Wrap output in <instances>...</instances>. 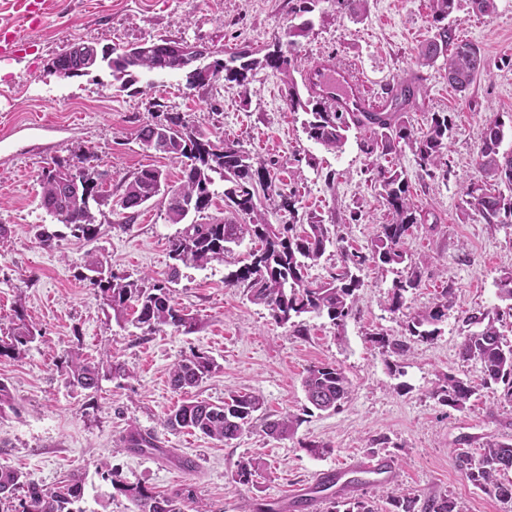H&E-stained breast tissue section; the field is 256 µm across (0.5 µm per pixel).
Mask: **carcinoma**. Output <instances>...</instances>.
<instances>
[{
  "instance_id": "carcinoma-1",
  "label": "carcinoma",
  "mask_w": 512,
  "mask_h": 512,
  "mask_svg": "<svg viewBox=\"0 0 512 512\" xmlns=\"http://www.w3.org/2000/svg\"><path fill=\"white\" fill-rule=\"evenodd\" d=\"M296 16L302 22L288 28V52L276 45L272 49L243 50L226 59H215L196 67L186 75L190 89L224 79L227 87H244L249 77L263 69L281 75L286 90L285 100L291 112L308 115L304 130L308 138L325 149L339 152L351 129L365 132L361 143L370 161V181L385 201L390 220L379 225L369 252L343 250L342 267L331 280L321 283L308 281V267L323 256L333 242L331 225L313 216L302 230L294 224H271L261 206L259 194H277L280 207L292 214L297 211V194L276 192L269 166L253 158L232 142L213 141L189 130L180 113L168 112L163 118L143 127L138 140L145 151L164 154L182 163V177L176 186L167 183L163 172L146 168L121 182L119 207L138 211L143 205L158 200L165 206L170 223L184 228L168 240V265L162 279L148 276L137 280L119 274L112 264L91 252L86 253L81 278L99 289L104 303L112 310L116 322L125 319L129 308L135 309L136 327L149 332L170 329L178 334H192L199 329L198 319L175 302L171 285L180 277L183 267L202 266L224 258L230 246L248 236L258 243L249 253V261L230 272L225 284L241 288L256 304L267 308L280 325H290L296 336L303 335L304 326L294 321L303 314L327 316L341 331L352 315L354 296L361 282L354 270L369 262L385 265H405L406 275L388 294L392 312L405 308V293L420 287L419 262L408 254L406 242L413 228L425 223L426 216L415 206L406 174L384 161L410 150L420 170L430 178L448 173L447 153L453 137V121L446 112H433L427 118V129L418 131L396 112L398 106L416 96V88L402 86L390 100L393 109L383 112H339L323 99L306 89L302 97L296 75H304L302 59L295 53L297 38L307 35L312 22L304 15L314 11L316 0H296ZM436 34L416 48V60L432 67L439 58L445 59L448 85L459 92L467 90L477 76L486 70L481 48L472 41L455 38L447 24L451 16L467 10L476 16H490L496 11V0H429ZM172 40L161 38L133 44L122 52L101 50L92 65L82 64L72 52H63L52 60V67L68 69L72 76L81 77L92 71L108 68L121 85L132 84L137 74L154 71L181 70L180 56L171 46ZM505 123L495 114L486 120L476 171L469 179L463 196L470 210L487 224H512V152H502ZM224 181V202L237 217L245 220L200 223L196 217L209 209L214 184L213 175ZM106 171L89 165L85 157L76 163L55 158L41 173V206L57 219L69 235L79 242L95 241L105 230L96 223L92 207L105 197ZM507 187L502 191L501 187ZM453 286L444 289L432 306L409 317L406 333L419 341H430L438 333V325L448 318L453 304ZM463 324L477 326L461 342L460 354L474 359L481 366L486 385H503V398L512 402V345L501 341L495 318L488 312L468 313ZM39 331L27 319L24 311L14 309L9 326L0 334V358L18 359L35 342ZM373 342L383 351L405 355L407 342L396 336L376 334ZM58 368L71 386L79 390L98 388L103 365L78 351L68 353ZM218 368L215 359L204 351H193L175 362L170 370V384L184 398L164 417L163 427L171 433L183 430L199 432L219 442L239 438L253 426L254 414L263 409L264 399L255 392H233L224 401L212 403L190 396L191 389L208 379ZM308 402L319 411H336L348 399L351 384L342 368L329 363L309 366L303 377ZM474 394V387L463 378L448 375L446 382L433 395L455 410H463ZM14 411V396L9 383L0 379V419ZM301 419L288 412L275 419H263L262 432L274 439L291 438ZM123 447L137 452H163L159 438L151 433L130 431L122 437ZM456 468L476 488L503 502L512 501V480L501 479L512 470V441L489 440L479 458L460 450L455 455ZM265 468L261 454L241 460L233 481L248 486ZM112 487L131 505V512H182L180 504L194 499L193 490L185 488L176 495L156 493L141 484H127L112 475ZM85 483L78 474L61 478L56 487L44 489L26 479L15 468L0 465V501L12 503L11 512H75L73 505L83 498Z\"/></svg>"
}]
</instances>
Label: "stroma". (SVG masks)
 Returning <instances> with one entry per match:
<instances>
[{
  "label": "stroma",
  "mask_w": 512,
  "mask_h": 512,
  "mask_svg": "<svg viewBox=\"0 0 512 512\" xmlns=\"http://www.w3.org/2000/svg\"><path fill=\"white\" fill-rule=\"evenodd\" d=\"M496 3L494 14L463 13L454 24L457 36L477 43L487 61L486 73L463 93L449 86L443 64L423 70L415 59L416 46L434 34L428 0H365L358 18L341 11L336 0H319L312 30L298 40L304 65L329 58L369 84L426 71L421 92L405 108L408 118L420 128L428 113L453 115L447 177L425 176L411 152L394 159L412 184L415 205L431 219L407 242L413 257L426 260L421 288L406 295L408 312L430 306L443 288L454 289L439 334L411 343L401 357L382 352L372 336L405 332L407 312H390L384 303L402 266H362L356 314L344 330L327 317L307 314V333L297 336L242 289L225 284L255 247L246 238L223 259L182 268L172 286L175 301L200 320L201 330L151 333L107 318L97 288L79 272L91 250L131 278L164 277L168 239L178 230L164 206L148 203L130 219L116 201L94 207L106 230L85 244L52 222L40 204V174L55 158L90 157L116 186L143 168L160 169L179 183L180 162L142 151L136 140L138 129L158 114L177 112L190 129L237 142L253 158L296 156L292 167L275 169L278 189L297 191L299 216L322 215L343 244L368 251L389 216L369 179L362 135L350 131L336 154L310 140L304 112L286 105L279 73L258 71L244 88L218 81L190 90L183 72H150L136 89L123 91L105 69L67 79L50 71L52 60L75 42L119 48L168 38L204 45L220 59L247 45L284 44L296 22L293 0H50L41 26L21 27L10 60L0 61V224L11 228L9 238L0 240V322L21 307L41 335L22 358L0 360V378L9 382L16 408L0 420V465L18 468L46 488L67 474H82L80 512H128L126 498L112 489L115 473L162 494L192 488L195 498L184 512H195L199 501L211 512H246L260 497L287 505L288 488L315 472L379 455L392 460L398 482L377 485L360 475L350 491L327 490L318 512H330L332 501L348 496L364 499L374 512H390L391 497L402 494L443 496L454 501L456 512H512V503L473 487L453 462L457 449L477 457L486 441L512 439V404L500 388L482 386L477 361L459 356L466 334L462 319L476 309L502 311L498 329L512 344V305L495 286L501 271L512 269V224L485 223L462 200L486 119L496 113L502 122L512 121V0ZM124 222L129 230H121ZM36 224L57 232L54 247L38 243ZM72 350L103 363L124 362L132 375L106 373L97 392L74 390L56 367ZM194 350L208 352L219 365L195 389L196 398L220 402L232 392H259L264 415L301 416L296 435L272 439L256 424L225 444L193 431H166L163 418L181 399L169 386V368ZM319 362L341 367L352 382L338 411L307 408L302 376ZM451 373L476 387L461 411L433 395ZM132 428L154 433L163 453L122 448L120 438ZM309 440L329 443L331 453L310 455L302 447ZM258 450L266 467L255 485L236 484L238 462ZM188 456L196 468L186 474L181 462Z\"/></svg>",
  "instance_id": "stroma-1"
}]
</instances>
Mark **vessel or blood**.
Returning <instances> with one entry per match:
<instances>
[{
	"instance_id": "obj_1",
	"label": "vessel or blood",
	"mask_w": 512,
	"mask_h": 512,
	"mask_svg": "<svg viewBox=\"0 0 512 512\" xmlns=\"http://www.w3.org/2000/svg\"><path fill=\"white\" fill-rule=\"evenodd\" d=\"M0 5L13 11L17 19L24 23L43 14L46 0H0ZM306 79L313 90L329 94V102L334 107L354 112H377L381 109L380 104L369 102L367 85L350 69L340 67L334 61H316L309 68ZM351 471L370 475L373 482L381 485L392 484L399 479L397 470L390 462L375 456L364 458L347 468L320 472L316 479L321 482L332 475L340 480Z\"/></svg>"
}]
</instances>
